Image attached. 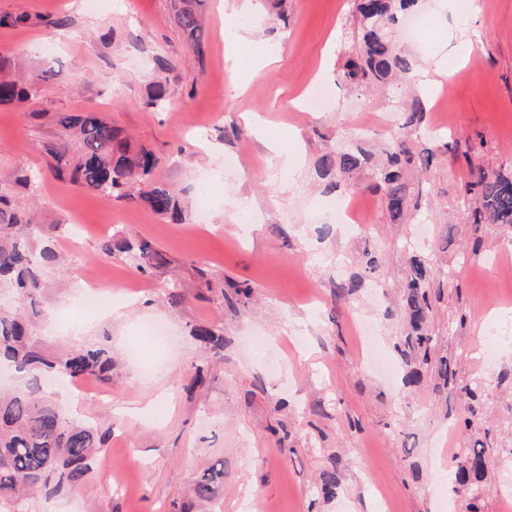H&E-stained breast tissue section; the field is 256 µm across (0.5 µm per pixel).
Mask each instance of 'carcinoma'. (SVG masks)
<instances>
[{
	"mask_svg": "<svg viewBox=\"0 0 512 512\" xmlns=\"http://www.w3.org/2000/svg\"><path fill=\"white\" fill-rule=\"evenodd\" d=\"M178 14L182 31L201 51L203 30L194 7L196 0H180ZM420 0H353L352 16L357 46L338 70L337 79L357 93L372 85L411 82L418 76L417 64L396 41L399 20L416 11ZM7 61L0 60V105L24 103L38 95L37 87L17 75L5 72ZM168 63L157 60L153 94L148 105H164L167 94ZM425 106L420 98L409 103L403 127L422 123ZM61 132L46 146L57 175L102 197L140 202L154 213L178 223L182 210L173 190L153 177L157 161L141 148H132L129 138L98 112H73L59 120ZM435 155L427 148L407 145L402 135L393 137L385 149V159L370 163L359 147L333 148L317 161L322 177H334L328 189L340 185L356 187L355 176L364 168L370 171L372 188L381 195L391 222L421 208L423 190H413L405 178L413 167L426 172ZM464 199L470 201L474 224H499L512 229V171L477 169L465 185ZM32 216L0 195V288L12 289L20 299L14 309L0 307V363L24 373V383L8 393H0V507L11 512H29L24 497L32 491L56 494L82 484L104 448L111 428L101 429L90 422L70 417L54 401L43 395L48 377L97 378L112 380V354L96 345L80 346L62 353L44 350L32 334L30 318L50 314L38 309L37 296L46 276L60 261L50 240L36 237ZM100 252L112 257L126 256L143 274L167 264L147 240L131 242L124 237H107ZM429 270L425 262L413 257L403 281V314L414 335L407 345L415 355L406 360L409 383L418 382L431 365L432 337L427 334L430 315L428 302ZM201 342L220 349L223 339L210 329L193 330ZM463 405L456 426L466 436L468 446L460 449L450 474L454 491L469 496L467 512H480L478 501L485 489L489 463V444L468 437L474 419L483 407L480 386H458ZM216 475L197 480L192 493L201 501L215 496Z\"/></svg>",
	"mask_w": 512,
	"mask_h": 512,
	"instance_id": "carcinoma-1",
	"label": "carcinoma"
}]
</instances>
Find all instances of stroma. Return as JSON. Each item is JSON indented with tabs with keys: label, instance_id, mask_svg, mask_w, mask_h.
Segmentation results:
<instances>
[{
	"label": "stroma",
	"instance_id": "1",
	"mask_svg": "<svg viewBox=\"0 0 512 512\" xmlns=\"http://www.w3.org/2000/svg\"><path fill=\"white\" fill-rule=\"evenodd\" d=\"M424 0L437 21L425 42L407 48L425 68L442 58L456 78L452 88L417 85L427 99L419 127L404 134L435 160L434 186L419 211L388 220L368 174L358 201L365 227L349 231L321 212L324 182L314 170L324 147L359 138L376 149L388 138L371 130L376 114L403 125L404 84L365 95L336 83V70L353 43L351 0H253L256 29L282 43L276 69L242 94L232 90L224 0H198L201 51L176 22V0H0V13L36 16L33 25L0 28V57L23 61L29 82L59 71L37 98L0 107V194L30 209L41 238L54 241L65 261L43 296L52 314L35 334L49 349L77 345L111 348L106 395L45 389L70 416L111 426L112 432L83 484L31 500V512H465V499L443 494L454 450L444 432L460 401L436 372L404 384L408 330L398 313L411 256L430 269L428 332L432 358L446 357L458 379L484 386L480 432L494 440L483 512H512L500 490L512 487V312L483 321L505 287L493 257L512 255V229L473 224L461 205L473 167H512V0ZM67 21L69 40L51 45L49 20ZM472 34L469 56L455 45ZM170 69L166 107L149 106L157 58ZM334 83L317 112L293 101L314 75ZM99 112L150 150L156 176L172 186L183 210L172 222L137 202L117 201L58 178L43 151L70 112ZM261 114L287 129L288 150L300 155V174L280 180L269 151L243 120ZM238 161L225 170V157ZM31 176L30 185L20 177ZM220 190L203 203V177ZM257 215L241 228L242 209ZM146 239L167 263L141 274L121 256L101 254L105 234ZM381 259L380 289L361 284L337 299L336 284L362 272L365 252ZM92 270L127 313L86 321L74 308L80 276ZM453 279H446V271ZM180 280L179 303L168 284ZM371 321L380 352L396 377L367 369L355 318ZM162 323L167 345L153 379H142L132 334ZM204 326L222 336L213 350L191 331ZM134 449L141 466L125 461ZM340 461L332 498L316 491L321 473ZM216 501H197L193 483L211 469Z\"/></svg>",
	"mask_w": 512,
	"mask_h": 512
}]
</instances>
